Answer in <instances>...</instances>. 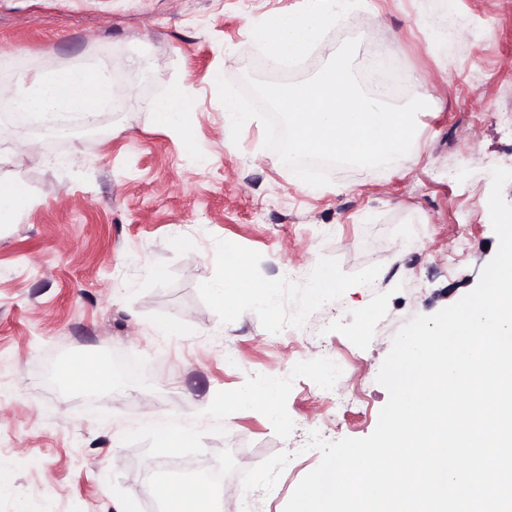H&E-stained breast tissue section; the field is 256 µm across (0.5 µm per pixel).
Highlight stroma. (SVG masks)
<instances>
[{
    "mask_svg": "<svg viewBox=\"0 0 512 512\" xmlns=\"http://www.w3.org/2000/svg\"><path fill=\"white\" fill-rule=\"evenodd\" d=\"M303 4L0 0V53L29 49L32 72L102 64L122 90L121 109L100 112L99 136L55 145L38 128L0 130V178L28 194L15 223L0 225V512H115L118 501L164 512L150 489L177 458L197 475L224 469L222 512L247 494L251 512H283L320 461L310 432L369 436L397 331L458 301L494 256L482 203L492 169H512V0H372L323 29L287 79L314 75L355 38L363 85L379 50L434 104L407 156L332 169L316 189L264 148L261 122L232 140L216 88L220 75L268 78L253 31ZM430 19L454 21L445 49ZM183 87L184 135L157 126L151 109ZM228 244L274 286L232 315L208 290ZM323 269L339 287L318 300ZM119 354L144 376L113 375L92 395L45 380L66 356L108 367ZM259 383L271 397L240 406ZM340 394L357 408L337 413ZM160 424L192 442L163 446ZM241 469L252 488L234 481Z\"/></svg>",
    "mask_w": 512,
    "mask_h": 512,
    "instance_id": "obj_1",
    "label": "stroma"
}]
</instances>
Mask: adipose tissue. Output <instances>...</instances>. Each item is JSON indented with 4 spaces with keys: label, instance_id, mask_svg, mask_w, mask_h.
Masks as SVG:
<instances>
[{
    "label": "adipose tissue",
    "instance_id": "1",
    "mask_svg": "<svg viewBox=\"0 0 512 512\" xmlns=\"http://www.w3.org/2000/svg\"><path fill=\"white\" fill-rule=\"evenodd\" d=\"M349 6L350 0H306L301 12L268 17L258 28L256 39L263 44L274 62L289 64L319 36L327 23L336 18L339 11ZM18 87L15 108L36 115L76 112L91 116L111 93L107 72L102 68L26 75L20 78ZM224 261V278L210 287L216 307L232 313L237 308L239 298L267 294V287L254 280L247 259L237 248L226 246Z\"/></svg>",
    "mask_w": 512,
    "mask_h": 512
}]
</instances>
